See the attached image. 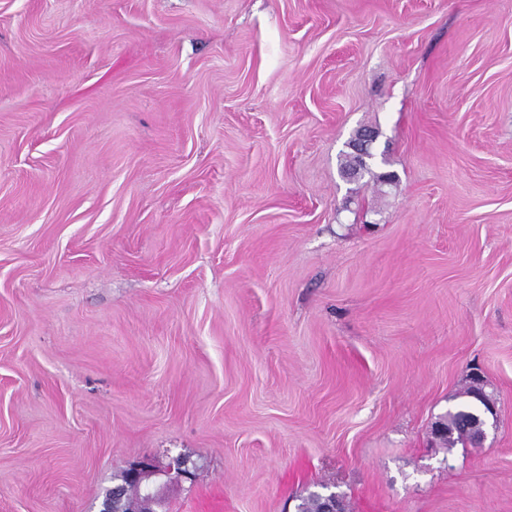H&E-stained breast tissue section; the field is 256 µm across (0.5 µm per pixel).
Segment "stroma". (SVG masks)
Returning <instances> with one entry per match:
<instances>
[{"label": "stroma", "instance_id": "35a3bbf8", "mask_svg": "<svg viewBox=\"0 0 512 512\" xmlns=\"http://www.w3.org/2000/svg\"><path fill=\"white\" fill-rule=\"evenodd\" d=\"M144 458L166 512H512V0H0V512ZM470 378L475 392L470 388H466L460 394L459 401L449 407L448 411L439 417L448 422V424L436 423L432 428L434 435L445 437L439 439L445 448H453L457 443L465 445L471 442V438L476 431L468 413L474 411L477 406H483L484 404V401H477L474 394L476 393L479 397H483L486 392L481 373L474 372ZM448 430L450 431L449 434Z\"/></svg>", "mask_w": 512, "mask_h": 512}]
</instances>
